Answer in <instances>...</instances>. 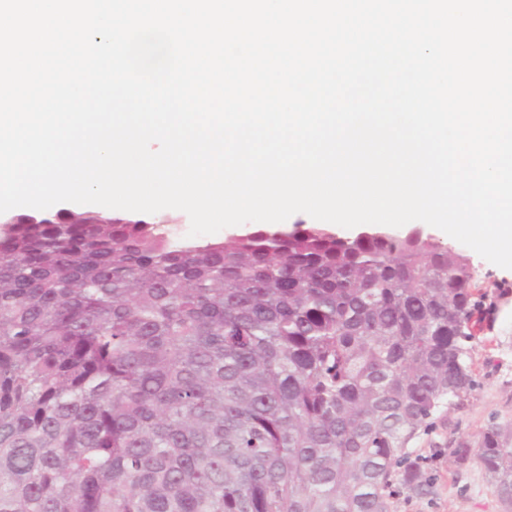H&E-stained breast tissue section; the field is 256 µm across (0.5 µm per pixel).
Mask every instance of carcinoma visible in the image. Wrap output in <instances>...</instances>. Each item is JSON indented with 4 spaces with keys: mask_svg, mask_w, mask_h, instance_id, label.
I'll return each instance as SVG.
<instances>
[{
    "mask_svg": "<svg viewBox=\"0 0 512 512\" xmlns=\"http://www.w3.org/2000/svg\"><path fill=\"white\" fill-rule=\"evenodd\" d=\"M0 220V512H393L475 383L469 256L297 221ZM512 505V427L471 452ZM297 220H305L309 223H315V224L316 223L329 224L324 221L315 220V219L311 218L310 216H308L307 214L297 213V214L292 215L290 218H288L287 220H285L283 222H278V223L248 222V223H245L242 225L224 228L215 234L202 235V236L193 237V238H198V239L224 238V235H230L232 233H240V232L250 231L255 227H263L265 225H269L270 227H273V228L289 229V228H291L292 224Z\"/></svg>",
    "mask_w": 512,
    "mask_h": 512,
    "instance_id": "obj_1",
    "label": "carcinoma"
}]
</instances>
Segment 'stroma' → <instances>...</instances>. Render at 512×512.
<instances>
[{
	"instance_id": "35a3bbf8",
	"label": "stroma",
	"mask_w": 512,
	"mask_h": 512,
	"mask_svg": "<svg viewBox=\"0 0 512 512\" xmlns=\"http://www.w3.org/2000/svg\"><path fill=\"white\" fill-rule=\"evenodd\" d=\"M477 284L492 307L472 342L475 388L460 405L437 415L433 427L411 445L424 471L422 488H400L395 512H512L500 499L477 456L457 463L452 450L477 440L489 423L512 425V270L473 256Z\"/></svg>"
}]
</instances>
